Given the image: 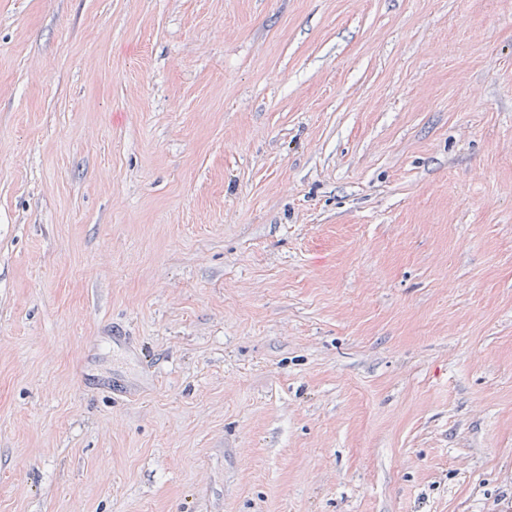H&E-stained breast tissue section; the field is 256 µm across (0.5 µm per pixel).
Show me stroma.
<instances>
[{
    "instance_id": "obj_1",
    "label": "stroma",
    "mask_w": 512,
    "mask_h": 512,
    "mask_svg": "<svg viewBox=\"0 0 512 512\" xmlns=\"http://www.w3.org/2000/svg\"><path fill=\"white\" fill-rule=\"evenodd\" d=\"M0 512H512V0H0Z\"/></svg>"
}]
</instances>
